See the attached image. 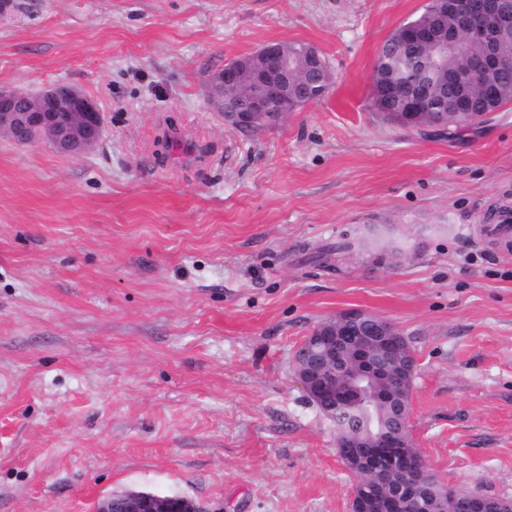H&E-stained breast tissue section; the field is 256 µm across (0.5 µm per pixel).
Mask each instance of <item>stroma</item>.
<instances>
[{"instance_id": "1", "label": "stroma", "mask_w": 512, "mask_h": 512, "mask_svg": "<svg viewBox=\"0 0 512 512\" xmlns=\"http://www.w3.org/2000/svg\"><path fill=\"white\" fill-rule=\"evenodd\" d=\"M426 2L15 0L0 85L73 84L106 127L76 157L0 136V512L126 490L349 512L292 356L351 309L407 338L439 479L512 497V247L487 231L512 204V102L451 134L372 104L381 46ZM272 41L316 47L333 86L234 128L205 82Z\"/></svg>"}]
</instances>
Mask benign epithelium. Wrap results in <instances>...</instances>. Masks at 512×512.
Instances as JSON below:
<instances>
[{"mask_svg":"<svg viewBox=\"0 0 512 512\" xmlns=\"http://www.w3.org/2000/svg\"><path fill=\"white\" fill-rule=\"evenodd\" d=\"M448 13L458 24L448 32L429 26H405V43L416 49L443 52L458 39L480 47L464 72H448L447 83L471 86L512 64L502 36L512 29V0H447ZM255 54L254 89L240 108L225 112L216 84L226 92L238 81L236 61L224 63L209 78L213 110L224 113L227 123L252 128L270 117L280 119L288 100V61L282 43L270 42ZM430 99L407 100V122L425 126ZM105 116L95 99L76 86L56 82L37 93L0 86V133L15 145L26 147L42 140L68 155L94 149L103 136ZM416 361L403 333L391 322L363 310H349L320 323L298 345L293 356L296 379L319 410L336 425V447L343 449L344 467L357 476L350 498V512H373L381 503L387 512H430L432 498L423 489L418 471L424 463L417 451L395 454L386 460L398 480L368 485L364 477L377 471L380 449L411 448L409 412L404 406ZM377 386L375 395L388 411L389 422L365 434L362 425L347 412V405L362 384ZM97 512H200L182 496L148 497L130 492L103 499ZM469 512H512V499L502 502L493 495L475 496Z\"/></svg>","mask_w":512,"mask_h":512,"instance_id":"7a95c632","label":"benign epithelium"}]
</instances>
